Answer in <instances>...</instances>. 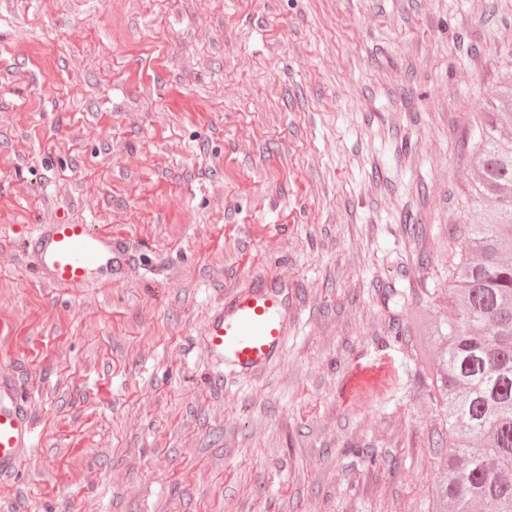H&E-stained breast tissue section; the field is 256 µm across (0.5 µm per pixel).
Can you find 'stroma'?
I'll return each mask as SVG.
<instances>
[{"instance_id": "35a3bbf8", "label": "stroma", "mask_w": 512, "mask_h": 512, "mask_svg": "<svg viewBox=\"0 0 512 512\" xmlns=\"http://www.w3.org/2000/svg\"><path fill=\"white\" fill-rule=\"evenodd\" d=\"M511 59L512 0H0V378L34 427L0 512H433L411 315ZM73 223L126 244L111 284L32 271ZM270 273L287 348L219 375L210 311Z\"/></svg>"}]
</instances>
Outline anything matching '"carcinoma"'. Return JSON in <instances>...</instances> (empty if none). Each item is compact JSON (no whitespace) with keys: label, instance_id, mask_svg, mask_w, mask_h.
<instances>
[{"label":"carcinoma","instance_id":"obj_1","mask_svg":"<svg viewBox=\"0 0 512 512\" xmlns=\"http://www.w3.org/2000/svg\"><path fill=\"white\" fill-rule=\"evenodd\" d=\"M473 123L467 218L448 317L414 311L444 465L434 512H512V72Z\"/></svg>","mask_w":512,"mask_h":512}]
</instances>
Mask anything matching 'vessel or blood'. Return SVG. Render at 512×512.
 <instances>
[{
	"mask_svg": "<svg viewBox=\"0 0 512 512\" xmlns=\"http://www.w3.org/2000/svg\"><path fill=\"white\" fill-rule=\"evenodd\" d=\"M36 269L66 288L101 282L119 260L112 235L94 224H47L31 245ZM296 307L287 280L270 274L225 294L211 313L203 342L231 373L252 377L277 363ZM33 428L18 386L0 380V477L15 474Z\"/></svg>",
	"mask_w": 512,
	"mask_h": 512,
	"instance_id": "vessel-or-blood-1",
	"label": "vessel or blood"
}]
</instances>
